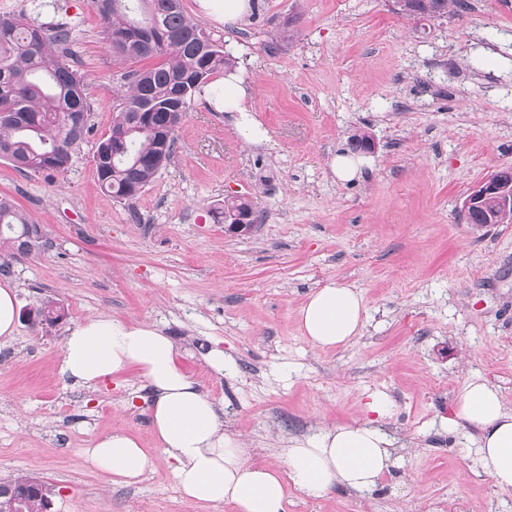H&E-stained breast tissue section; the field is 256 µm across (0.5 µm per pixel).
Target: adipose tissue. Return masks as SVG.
<instances>
[{"label":"adipose tissue","instance_id":"ef3b65f1","mask_svg":"<svg viewBox=\"0 0 512 512\" xmlns=\"http://www.w3.org/2000/svg\"><path fill=\"white\" fill-rule=\"evenodd\" d=\"M246 100L240 78L226 74L218 107L237 113L245 141L269 140ZM297 321L313 347H345L362 336L366 307L355 288L330 281L311 291ZM179 358L171 337L155 325L101 315L69 329L59 372L94 389L137 369L150 392L147 413L156 446L173 464L188 500L227 505L233 512H286L289 489L314 498L335 485L370 493L396 468L393 441L382 427L393 410L384 392L367 393L361 423L317 429L290 446L284 467H260L246 457L239 437L225 429L223 409L184 372ZM448 427L473 433L467 458L497 488L512 490V411L505 409L497 388L481 378L469 380ZM84 454L93 467L126 483L152 463L139 441L121 429L96 438Z\"/></svg>","mask_w":512,"mask_h":512}]
</instances>
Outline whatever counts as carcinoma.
I'll use <instances>...</instances> for the list:
<instances>
[{
    "label": "carcinoma",
    "instance_id": "1",
    "mask_svg": "<svg viewBox=\"0 0 512 512\" xmlns=\"http://www.w3.org/2000/svg\"><path fill=\"white\" fill-rule=\"evenodd\" d=\"M106 44L123 60L156 63L128 73L110 133L93 160L103 192L129 202L151 185L175 156L176 131L195 94L217 71L232 68L224 45L186 15L182 0H91ZM466 9V0H394L406 18H441ZM71 34L48 32L25 15L0 18V157L19 172L58 173L93 125L83 77L67 57ZM45 245L7 196H0V257ZM14 503L0 512H48L47 486L35 475L1 482Z\"/></svg>",
    "mask_w": 512,
    "mask_h": 512
}]
</instances>
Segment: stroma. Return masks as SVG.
Listing matches in <instances>:
<instances>
[{"label": "stroma", "instance_id": "obj_1", "mask_svg": "<svg viewBox=\"0 0 512 512\" xmlns=\"http://www.w3.org/2000/svg\"><path fill=\"white\" fill-rule=\"evenodd\" d=\"M468 2L462 16L414 21L389 0H255L227 28L183 0L235 59L271 138L243 141L235 113L195 96L171 166L119 202L93 155L131 63L109 52L90 0H0V16L71 28L93 106L67 170L21 173L0 158V195L48 240L0 273L18 302L15 333L0 339V481L41 477L51 512H230L184 499L163 456L129 484L84 461L115 427L153 445L136 371L96 390L57 374L68 328L106 314L163 327L261 466L283 464L292 438L363 421L367 392L391 397L384 429L400 465L381 488L293 490L287 512H512V491L479 474L467 437L448 429L475 375L512 409V223L461 218L470 189L512 167V0ZM357 133L376 148L342 183L330 163ZM238 197L257 218L245 235L214 212ZM329 281L359 290L368 319L352 345L320 350L297 312ZM49 299L64 319L30 320ZM216 346L229 375L205 362Z\"/></svg>", "mask_w": 512, "mask_h": 512}]
</instances>
